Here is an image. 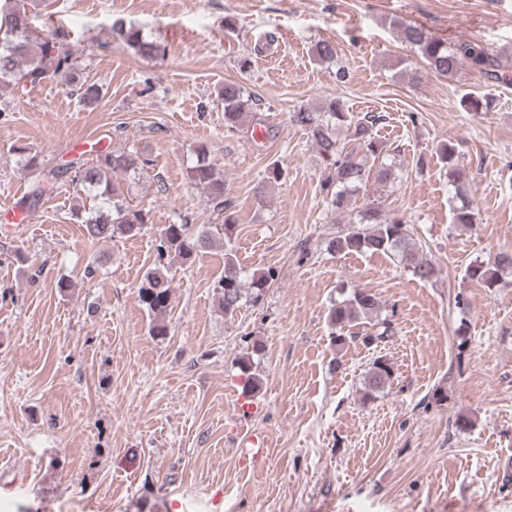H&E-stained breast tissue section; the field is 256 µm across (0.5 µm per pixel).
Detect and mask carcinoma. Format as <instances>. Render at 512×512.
<instances>
[{
  "label": "carcinoma",
  "mask_w": 512,
  "mask_h": 512,
  "mask_svg": "<svg viewBox=\"0 0 512 512\" xmlns=\"http://www.w3.org/2000/svg\"><path fill=\"white\" fill-rule=\"evenodd\" d=\"M112 42L127 46L142 59H152L161 51V45L143 37L133 25L116 22L111 29ZM397 38L414 49L420 59L436 74L454 78L465 69H477L490 79H499L500 58L477 44L466 41L449 43L427 34L422 28L402 23ZM317 60L332 62L336 47L327 40H319L313 48ZM50 75L76 92L79 102L92 107L100 99V87L83 72L77 58L67 44L50 38L34 29L29 21L24 0H0V91L10 90L28 94L36 90ZM224 105V130L236 133L243 127L246 114L254 112L256 97L241 83L228 82L220 94ZM467 112H490L496 106L494 98L468 94L461 100ZM382 116L366 112L354 114L339 99H330L320 107L301 108L290 113V121L304 130L326 164L327 176L321 181L325 197L331 206L342 210L349 194L365 189L370 182L386 184L394 178L390 144L377 137L376 127ZM195 161L187 167L189 183L203 188L209 205L224 216L219 224H202L192 228L188 218L167 224L159 232L157 264L147 271L137 298L149 316V334L156 338L169 335V315L173 304L171 279L166 275L167 263L174 260L187 265L198 253L220 244L224 247V270L214 285L219 309L232 315L246 305L256 306L264 297L266 288L276 278L268 268L248 272L239 262L232 244L231 232L238 223L230 202L224 200V178L217 176L211 150L205 143L193 149ZM440 160L448 174V185L457 203L452 208V223L470 226L477 214L465 189L463 171L458 164L456 146L448 142L440 149ZM38 154L23 151V168L36 175L29 193L31 205H36L50 191L52 181L73 173L72 181L87 195L100 198L101 206L85 217L81 209L76 216L90 241L129 239L142 234L150 221L149 211L131 204L120 192L119 180L135 176L147 166L140 152L128 148L106 147L96 153L92 163L65 164L55 170L41 169ZM284 170L279 164L269 165L265 181L258 194L267 197L268 186L279 182ZM329 249L337 253L384 254L392 256L404 271L420 282H429L436 275V266L413 239L409 224L401 218L383 219L376 208L360 214V219L344 226L329 240ZM512 270V253L501 252L493 264L475 262L466 275L469 279L494 288L500 281V272ZM380 302L375 295L363 290L352 292L347 298L331 304L327 319L340 330L354 328L378 312ZM392 336L391 321L378 319L366 330L362 343L378 345ZM261 345L252 343V352L240 359L245 393L255 395L261 379L252 371V355ZM393 377V366L382 356L374 359L364 380V397L374 399L383 392Z\"/></svg>",
  "instance_id": "cac0c4a2"
}]
</instances>
